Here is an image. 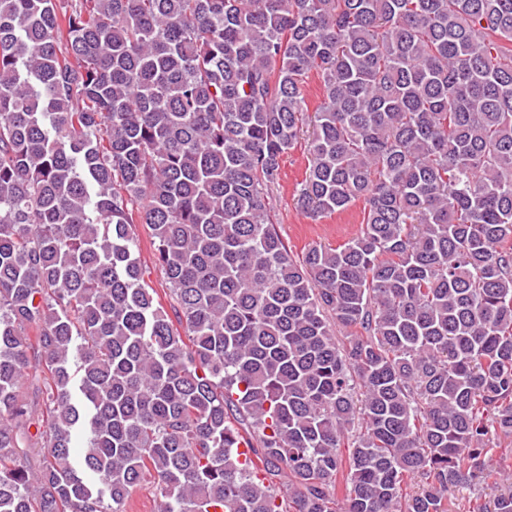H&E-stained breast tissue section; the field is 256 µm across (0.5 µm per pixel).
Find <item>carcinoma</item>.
I'll list each match as a JSON object with an SVG mask.
<instances>
[{
    "label": "carcinoma",
    "instance_id": "cac0c4a2",
    "mask_svg": "<svg viewBox=\"0 0 512 512\" xmlns=\"http://www.w3.org/2000/svg\"><path fill=\"white\" fill-rule=\"evenodd\" d=\"M508 438L512 0H0V512H512ZM307 151L298 144L283 158L278 184L273 193L280 215V230L293 254L301 255L313 244L338 246L358 234L363 205L355 203L344 212L313 220L296 207V194L305 176ZM136 233L139 239V255L141 261L146 264L150 270L151 274L149 275L150 285L157 290L159 295V299L165 303V295H164V282L162 275L158 270L154 268L153 263V254L154 248L152 244V239L150 237V231L144 224H136ZM126 512H159V498L150 484L143 485L132 494Z\"/></svg>",
    "mask_w": 512,
    "mask_h": 512
}]
</instances>
